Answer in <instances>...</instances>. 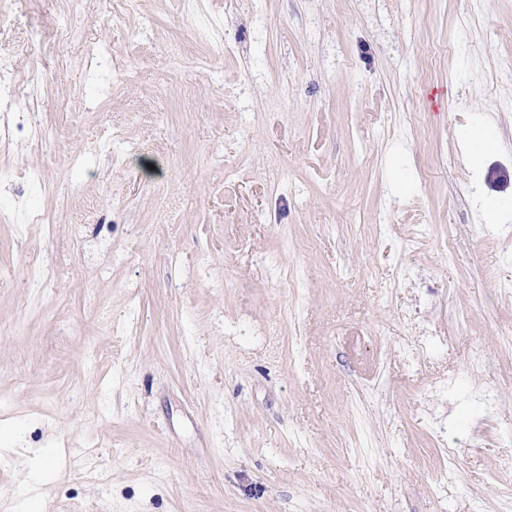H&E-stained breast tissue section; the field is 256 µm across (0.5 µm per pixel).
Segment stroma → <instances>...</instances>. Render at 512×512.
I'll return each mask as SVG.
<instances>
[{"instance_id": "obj_1", "label": "stroma", "mask_w": 512, "mask_h": 512, "mask_svg": "<svg viewBox=\"0 0 512 512\" xmlns=\"http://www.w3.org/2000/svg\"><path fill=\"white\" fill-rule=\"evenodd\" d=\"M64 7L6 33L0 512H512V0ZM97 56L95 66L91 68V64L86 65L85 72L94 84H99L105 90L107 84L112 83V59L106 56L104 49L97 50ZM18 88L19 78L16 76L12 60L0 55V100L8 101Z\"/></svg>"}]
</instances>
